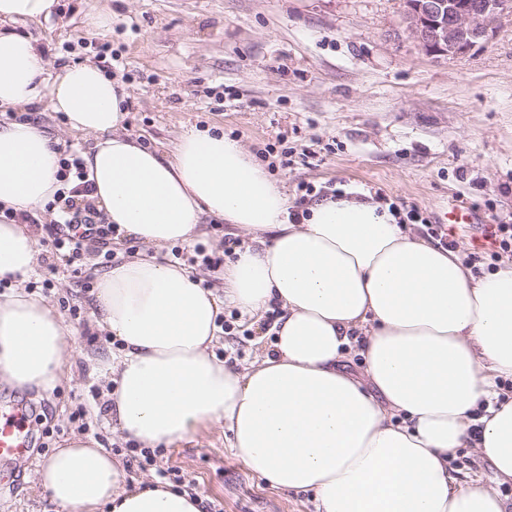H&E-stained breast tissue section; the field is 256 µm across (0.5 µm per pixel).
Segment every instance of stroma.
<instances>
[{"mask_svg": "<svg viewBox=\"0 0 512 512\" xmlns=\"http://www.w3.org/2000/svg\"><path fill=\"white\" fill-rule=\"evenodd\" d=\"M101 7L112 13L111 29L85 31V15ZM405 10L404 0H60L55 17L15 29L39 39L52 68L85 59L104 65L99 46L110 43L112 75L129 91L123 129L145 146L164 152L185 129L221 130L264 154L291 202L306 185L380 193L420 212L422 223L410 231L422 238L426 224L447 225L456 201L474 221L448 238L464 256H479L493 215H512V13L468 54L437 58L407 32ZM23 116L62 149L81 153L94 144L41 103L23 114L0 112V126ZM285 147L292 151L286 166ZM47 298L74 329L77 347L67 378L51 392L0 382V408L23 399L51 408L50 419L32 427L39 444L0 463V512H54L36 483V463L82 431L120 460L129 483L174 470L177 487L196 491L203 512H315L313 493H284L247 471L218 424L156 449L154 465L139 467L130 442L106 423L108 383L98 367L118 345L97 324L91 290L62 272ZM262 332L236 320L213 351L248 365ZM81 406L86 416L78 421ZM449 464L461 480L497 492L512 512V484L499 483L473 449H458Z\"/></svg>", "mask_w": 512, "mask_h": 512, "instance_id": "35a3bbf8", "label": "stroma"}]
</instances>
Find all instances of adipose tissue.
I'll return each mask as SVG.
<instances>
[{"label":"adipose tissue","mask_w":512,"mask_h":512,"mask_svg":"<svg viewBox=\"0 0 512 512\" xmlns=\"http://www.w3.org/2000/svg\"><path fill=\"white\" fill-rule=\"evenodd\" d=\"M58 0H0V112L45 102L84 153L107 223L146 246L188 243L203 217L246 237L224 265L222 292L184 267L128 260L96 278L93 308L121 348L107 364L114 431L157 448L224 424L234 456L282 492H313L317 512H503L448 459L473 448L512 482V264L474 274L452 249L410 234L388 206L344 193L290 217L283 186L240 142L189 129L170 156L121 131L128 93L91 62L47 72L38 39L14 22L49 18ZM60 151L37 124L0 127V210L52 201ZM23 224H0V379L53 390L76 337L59 311L20 285L37 265ZM278 306L273 340L239 367L215 357L225 307L257 323ZM360 357L362 371L345 363ZM37 481L56 512H201L166 483L127 486L120 461L72 437Z\"/></svg>","instance_id":"adipose-tissue-1"}]
</instances>
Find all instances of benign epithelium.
I'll use <instances>...</instances> for the list:
<instances>
[{
	"label": "benign epithelium",
	"mask_w": 512,
	"mask_h": 512,
	"mask_svg": "<svg viewBox=\"0 0 512 512\" xmlns=\"http://www.w3.org/2000/svg\"><path fill=\"white\" fill-rule=\"evenodd\" d=\"M408 33L432 56H460L487 41L512 0H405Z\"/></svg>",
	"instance_id": "benign-epithelium-1"
}]
</instances>
